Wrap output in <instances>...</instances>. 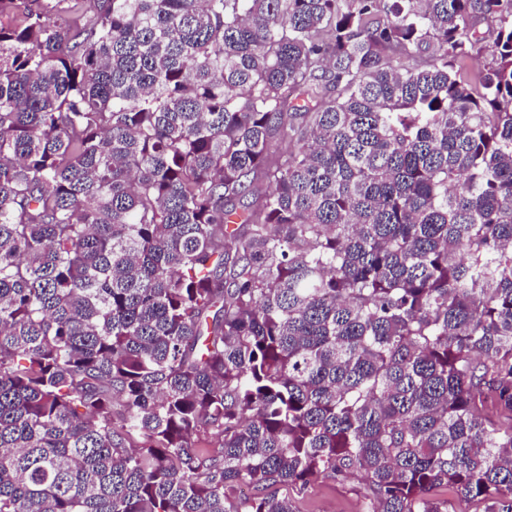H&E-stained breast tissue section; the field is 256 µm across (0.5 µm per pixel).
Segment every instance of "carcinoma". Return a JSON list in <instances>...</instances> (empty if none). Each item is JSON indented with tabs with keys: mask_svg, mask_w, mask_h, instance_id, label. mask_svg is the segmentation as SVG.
Wrapping results in <instances>:
<instances>
[{
	"mask_svg": "<svg viewBox=\"0 0 512 512\" xmlns=\"http://www.w3.org/2000/svg\"><path fill=\"white\" fill-rule=\"evenodd\" d=\"M75 8L0 0V512H512V0ZM364 479L318 480L298 500L301 512H362Z\"/></svg>",
	"mask_w": 512,
	"mask_h": 512,
	"instance_id": "cac0c4a2",
	"label": "carcinoma"
}]
</instances>
